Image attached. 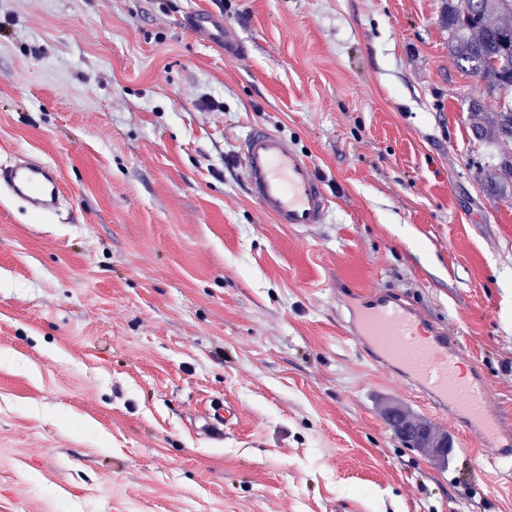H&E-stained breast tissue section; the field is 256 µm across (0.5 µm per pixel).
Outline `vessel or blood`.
<instances>
[{
    "label": "vessel or blood",
    "mask_w": 512,
    "mask_h": 512,
    "mask_svg": "<svg viewBox=\"0 0 512 512\" xmlns=\"http://www.w3.org/2000/svg\"><path fill=\"white\" fill-rule=\"evenodd\" d=\"M243 169L251 197L276 223L312 230L325 222L328 196L312 164L279 133L254 126L244 138ZM0 190L24 200L38 214H52L61 199V180L50 164L27 160L0 166ZM343 329L360 336L384 362L400 366L432 404L461 412L501 462H512V438H504L489 410L487 384L479 373L457 372L459 345L439 325L393 296L379 294L350 308Z\"/></svg>",
    "instance_id": "obj_1"
}]
</instances>
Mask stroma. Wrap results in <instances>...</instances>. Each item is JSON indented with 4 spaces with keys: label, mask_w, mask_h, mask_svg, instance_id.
Segmentation results:
<instances>
[{
    "label": "stroma",
    "mask_w": 512,
    "mask_h": 512,
    "mask_svg": "<svg viewBox=\"0 0 512 512\" xmlns=\"http://www.w3.org/2000/svg\"><path fill=\"white\" fill-rule=\"evenodd\" d=\"M441 0H0V164L55 166L39 216L0 195V512H512L382 410L459 442L339 304L401 298L461 342L512 430V199L483 188V82ZM255 125L313 165L303 232L250 197ZM234 411L214 439L216 403ZM385 418L405 444L417 448L434 461H447L448 435L446 433H440L426 421L410 418L399 403H390L386 406Z\"/></svg>",
    "instance_id": "1"
}]
</instances>
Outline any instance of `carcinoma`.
<instances>
[{
    "instance_id": "obj_1",
    "label": "carcinoma",
    "mask_w": 512,
    "mask_h": 512,
    "mask_svg": "<svg viewBox=\"0 0 512 512\" xmlns=\"http://www.w3.org/2000/svg\"><path fill=\"white\" fill-rule=\"evenodd\" d=\"M441 24L448 31V56L455 66L481 75L485 95L495 102L472 99L468 112L476 139L490 145L512 142V0H442ZM512 154L502 152L485 177L486 192L500 197L512 192L498 176Z\"/></svg>"
}]
</instances>
